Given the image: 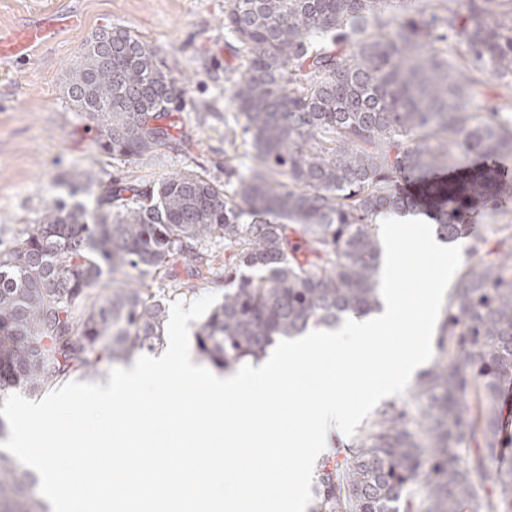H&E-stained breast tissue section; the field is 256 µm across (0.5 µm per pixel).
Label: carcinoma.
Wrapping results in <instances>:
<instances>
[{
	"instance_id": "1",
	"label": "carcinoma",
	"mask_w": 512,
	"mask_h": 512,
	"mask_svg": "<svg viewBox=\"0 0 512 512\" xmlns=\"http://www.w3.org/2000/svg\"><path fill=\"white\" fill-rule=\"evenodd\" d=\"M232 102L252 165L230 194L193 174L113 181L90 210L58 200L0 251V399L93 376L164 344L168 311L144 277L209 280L224 241V303L197 326L229 371L279 337L381 309L376 219L421 213L401 191L447 171L436 236L477 257L457 272L439 356L411 397L320 465V512H512L501 396L512 382V191L481 159L512 157V0H231ZM66 92L107 154L176 143L185 79L125 27L86 40ZM138 272L133 277L130 271ZM122 280H116V276ZM0 449V512H47Z\"/></svg>"
}]
</instances>
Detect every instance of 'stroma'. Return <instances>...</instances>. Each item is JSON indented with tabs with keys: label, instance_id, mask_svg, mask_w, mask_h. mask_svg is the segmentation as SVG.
<instances>
[{
	"label": "stroma",
	"instance_id": "stroma-1",
	"mask_svg": "<svg viewBox=\"0 0 512 512\" xmlns=\"http://www.w3.org/2000/svg\"><path fill=\"white\" fill-rule=\"evenodd\" d=\"M78 7L80 30L59 36L27 62L0 66V251L29 232L54 200L67 199V183L91 171L78 200L94 203L101 187L122 179L159 183L195 174L233 191L250 164V148L231 102L235 39L224 27L229 0H0V28L36 13ZM123 26L161 48L187 79L179 141L138 159L101 153L90 122L75 112L65 85L88 37L104 26Z\"/></svg>",
	"mask_w": 512,
	"mask_h": 512
}]
</instances>
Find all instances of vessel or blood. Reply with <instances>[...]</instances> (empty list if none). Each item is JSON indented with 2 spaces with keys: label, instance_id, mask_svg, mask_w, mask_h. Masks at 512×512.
I'll use <instances>...</instances> for the list:
<instances>
[{
  "label": "vessel or blood",
  "instance_id": "obj_1",
  "mask_svg": "<svg viewBox=\"0 0 512 512\" xmlns=\"http://www.w3.org/2000/svg\"><path fill=\"white\" fill-rule=\"evenodd\" d=\"M83 24L82 13L69 9L43 11L12 28L0 30V63L24 61L32 49L50 47L59 32ZM447 182V173L435 172L410 183L408 193L417 202L426 204L442 193Z\"/></svg>",
  "mask_w": 512,
  "mask_h": 512
}]
</instances>
